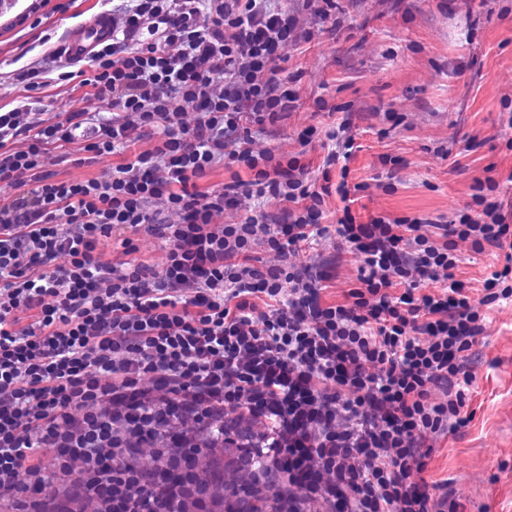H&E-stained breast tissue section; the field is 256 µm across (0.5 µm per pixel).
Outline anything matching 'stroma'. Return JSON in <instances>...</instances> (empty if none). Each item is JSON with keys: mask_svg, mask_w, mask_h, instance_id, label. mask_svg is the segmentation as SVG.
I'll return each mask as SVG.
<instances>
[{"mask_svg": "<svg viewBox=\"0 0 512 512\" xmlns=\"http://www.w3.org/2000/svg\"><path fill=\"white\" fill-rule=\"evenodd\" d=\"M281 5L315 36L287 49L281 76L298 95L296 107L251 126L253 149L298 157L312 178L326 174L335 183L343 176L336 165L323 171V144L347 119L356 149L345 177L358 221L454 220L471 204L476 179L490 174L498 183L493 197L512 222V0H336L338 26L321 28L300 0ZM105 8L104 0H13L0 13V110L26 104L52 116L90 108L92 89L75 76L35 89L23 76L34 66L89 70L64 62L62 44L71 27ZM311 126V143L301 144ZM155 144L144 137L128 153L89 162L76 142L53 151L46 170L56 181L99 178ZM386 155L397 165L383 164ZM342 208L336 194L325 195L322 234L288 258L320 274L324 306L347 302L360 286V262L336 233ZM456 251L454 277L483 319L463 354L473 376L464 408L470 420L429 437L422 476L444 512H512V301L485 302L483 288L504 253L489 246L478 254L461 240ZM96 252L116 267L132 260L158 270L167 260L164 239L144 225L114 227Z\"/></svg>", "mask_w": 512, "mask_h": 512, "instance_id": "obj_1", "label": "stroma"}]
</instances>
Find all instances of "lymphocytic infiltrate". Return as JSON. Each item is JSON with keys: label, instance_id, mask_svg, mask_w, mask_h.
<instances>
[{"label": "lymphocytic infiltrate", "instance_id": "f902f5d3", "mask_svg": "<svg viewBox=\"0 0 512 512\" xmlns=\"http://www.w3.org/2000/svg\"><path fill=\"white\" fill-rule=\"evenodd\" d=\"M112 25L82 80L94 111L49 125L0 111V185L18 192L0 203V500L40 491L33 458L51 448L55 470L78 475L87 500L109 495L120 512H147V480L124 454L173 418L211 423L243 407L266 425L268 484L287 482L330 512H440L411 473L425 467L428 435L468 422L472 377L458 358L481 330L463 284L440 277L460 261L449 238L478 250L512 242L487 197L494 178L478 181L440 243L420 219L364 224L344 210L337 233L362 262L361 286L349 303L321 306L315 279L236 262L252 244L284 258L321 233L323 193L306 166L238 136L293 106L278 73L298 39L294 15L276 0H131ZM143 128L160 145L108 179L53 182L43 170L54 146L82 137L94 155L121 153ZM20 135L26 146L8 150ZM223 161L252 179L200 190ZM242 194L289 209L273 225L261 210L214 223ZM156 200L179 216L164 267L103 262L100 238L156 223ZM427 281L440 293H418ZM34 308L36 321L19 328L17 311ZM442 383L447 403L431 402Z\"/></svg>", "mask_w": 512, "mask_h": 512}]
</instances>
